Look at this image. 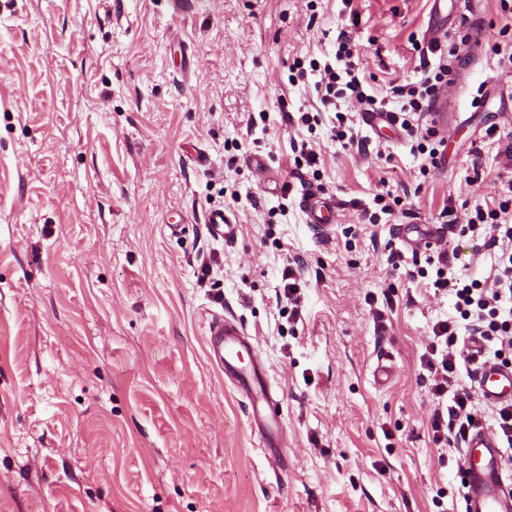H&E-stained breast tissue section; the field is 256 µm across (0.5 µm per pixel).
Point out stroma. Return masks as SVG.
I'll list each match as a JSON object with an SVG mask.
<instances>
[{
    "label": "stroma",
    "mask_w": 512,
    "mask_h": 512,
    "mask_svg": "<svg viewBox=\"0 0 512 512\" xmlns=\"http://www.w3.org/2000/svg\"><path fill=\"white\" fill-rule=\"evenodd\" d=\"M430 11L0 0V512H465L461 451L432 440L420 362L454 299L411 278L429 252L401 234L512 199V70L492 50L512 47V0H476L440 40L470 82L429 174L411 139L373 133L349 99L322 109L315 76L288 79L294 60L334 62L343 32L368 93L400 111L392 89L423 76ZM316 110L311 128L282 120ZM340 112L364 149L333 138ZM387 191L402 212L363 221ZM313 192L336 197L335 223L307 224ZM215 210L237 218L234 239L211 234ZM215 316L267 368L281 457L208 357Z\"/></svg>",
    "instance_id": "1"
}]
</instances>
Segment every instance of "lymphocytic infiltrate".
<instances>
[{
    "label": "lymphocytic infiltrate",
    "instance_id": "lymphocytic-infiltrate-1",
    "mask_svg": "<svg viewBox=\"0 0 512 512\" xmlns=\"http://www.w3.org/2000/svg\"><path fill=\"white\" fill-rule=\"evenodd\" d=\"M337 59L344 61L343 71L324 64L323 75L315 89L323 107L335 105L337 99L351 98L371 109L385 106L382 98L368 94L353 62L354 49L348 38H341ZM448 82V59L440 56L437 66L426 69L419 85L408 88V104L395 114L394 121L407 136H421L417 150L425 154L430 166H438L441 155L433 140V129L424 128L430 104L440 87ZM512 210L508 203H500L493 210L475 205L473 216L466 223L449 225L452 234L464 237L481 235L487 248L496 249L495 265L482 280L463 272H455L454 263L459 251H440L437 255L436 291L450 293L455 299L456 314L432 327L433 339L421 358L433 376L436 398H448L445 412L435 413L434 433L445 442L462 443L478 424L475 416L472 379L481 363L493 361L504 366L512 364V225L502 216ZM466 328V336H459V328ZM477 337L485 346L470 351L467 337Z\"/></svg>",
    "mask_w": 512,
    "mask_h": 512
}]
</instances>
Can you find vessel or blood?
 <instances>
[{"instance_id":"1","label":"vessel or blood","mask_w":512,"mask_h":512,"mask_svg":"<svg viewBox=\"0 0 512 512\" xmlns=\"http://www.w3.org/2000/svg\"><path fill=\"white\" fill-rule=\"evenodd\" d=\"M452 108L447 92L438 93L431 114L436 131L449 133L448 113ZM304 210L311 224H331L336 219V201L331 197H306ZM207 347L211 359L234 380L241 392L266 403L267 413L253 415L264 447H286L287 436L279 424L278 402L265 386L264 367L238 325L224 318L212 321ZM475 384L483 401L512 404V368L493 362L483 363ZM462 468L468 512H512V487L505 484L499 441L491 428L480 426L470 434L462 455Z\"/></svg>"}]
</instances>
